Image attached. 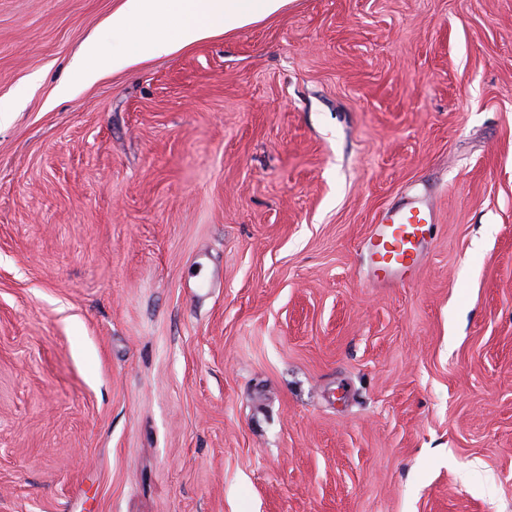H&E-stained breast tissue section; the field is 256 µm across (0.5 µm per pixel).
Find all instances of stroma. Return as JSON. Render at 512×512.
I'll use <instances>...</instances> for the list:
<instances>
[{
  "label": "stroma",
  "instance_id": "obj_1",
  "mask_svg": "<svg viewBox=\"0 0 512 512\" xmlns=\"http://www.w3.org/2000/svg\"><path fill=\"white\" fill-rule=\"evenodd\" d=\"M124 3L0 0V512H512V0ZM290 0H126L112 15V27L136 40L138 58L148 60L189 46L215 30L245 27L280 13ZM151 17L163 33L143 34L134 28ZM84 55L87 59L93 60L95 65L86 68L82 72V79L86 82L94 81L101 72L111 69L120 70L131 64V60L122 53H114L112 55L105 54L96 42H89L84 47ZM435 223L428 203H406L375 224L367 246L370 280L375 288H394L416 270L424 258V242Z\"/></svg>",
  "mask_w": 512,
  "mask_h": 512
}]
</instances>
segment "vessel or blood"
I'll list each match as a JSON object with an SVG mask.
<instances>
[{
	"mask_svg": "<svg viewBox=\"0 0 512 512\" xmlns=\"http://www.w3.org/2000/svg\"><path fill=\"white\" fill-rule=\"evenodd\" d=\"M434 222L432 205L413 202L384 215L374 225L367 246L373 287H396L416 270L424 258V243Z\"/></svg>",
	"mask_w": 512,
	"mask_h": 512,
	"instance_id": "1",
	"label": "vessel or blood"
}]
</instances>
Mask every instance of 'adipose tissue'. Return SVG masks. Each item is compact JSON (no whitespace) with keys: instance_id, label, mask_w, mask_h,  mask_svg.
Here are the masks:
<instances>
[{"instance_id":"obj_1","label":"adipose tissue","mask_w":512,"mask_h":512,"mask_svg":"<svg viewBox=\"0 0 512 512\" xmlns=\"http://www.w3.org/2000/svg\"><path fill=\"white\" fill-rule=\"evenodd\" d=\"M288 0H126L112 16V27L129 32L138 57L148 60L191 45L215 30L230 31L280 13ZM152 18L160 34L136 28L139 18Z\"/></svg>"}]
</instances>
